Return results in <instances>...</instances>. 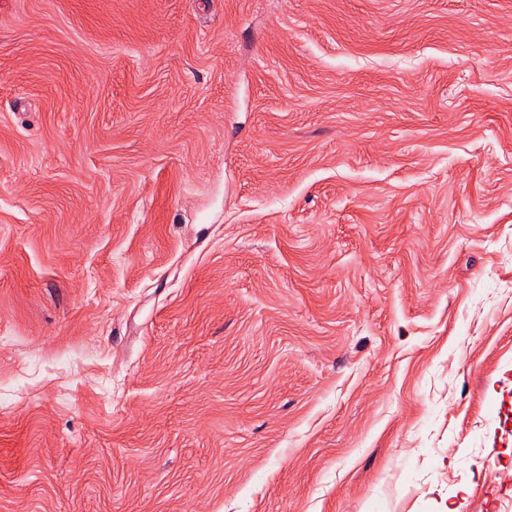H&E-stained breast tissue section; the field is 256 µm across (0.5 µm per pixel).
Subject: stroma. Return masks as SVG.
Instances as JSON below:
<instances>
[{"label": "stroma", "mask_w": 512, "mask_h": 512, "mask_svg": "<svg viewBox=\"0 0 512 512\" xmlns=\"http://www.w3.org/2000/svg\"><path fill=\"white\" fill-rule=\"evenodd\" d=\"M0 512H512V0H0Z\"/></svg>", "instance_id": "35a3bbf8"}]
</instances>
